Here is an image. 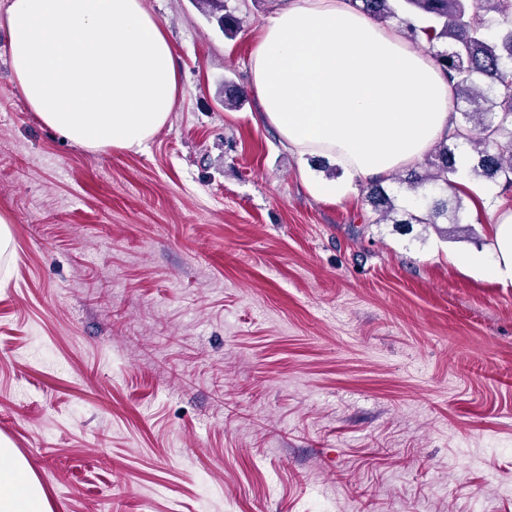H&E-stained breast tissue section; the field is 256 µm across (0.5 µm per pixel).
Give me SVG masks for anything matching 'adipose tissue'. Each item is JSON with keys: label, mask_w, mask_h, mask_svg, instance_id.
Wrapping results in <instances>:
<instances>
[{"label": "adipose tissue", "mask_w": 512, "mask_h": 512, "mask_svg": "<svg viewBox=\"0 0 512 512\" xmlns=\"http://www.w3.org/2000/svg\"><path fill=\"white\" fill-rule=\"evenodd\" d=\"M11 74L48 129L90 151L141 149L174 111L169 39L144 0H10ZM258 121L298 157L337 162L339 181H308L327 200L355 181L417 165L454 127L450 89L403 28L351 0H288L262 24L249 58ZM488 272L512 281V213L494 226ZM46 492L0 448V512H47Z\"/></svg>", "instance_id": "obj_1"}]
</instances>
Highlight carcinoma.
Listing matches in <instances>:
<instances>
[{
  "label": "carcinoma",
  "instance_id": "carcinoma-1",
  "mask_svg": "<svg viewBox=\"0 0 512 512\" xmlns=\"http://www.w3.org/2000/svg\"><path fill=\"white\" fill-rule=\"evenodd\" d=\"M372 20H396L418 45L426 41L435 63L453 92V112L460 115L452 137L438 142L427 159L429 169L404 179L406 189L419 195L425 184L453 186L457 174L455 149L473 146L477 177L498 181L512 190V0H351ZM368 202L382 221L394 224H433L442 218L460 223V195L449 200L420 199L419 210L397 218L394 199L382 181H368Z\"/></svg>",
  "mask_w": 512,
  "mask_h": 512
}]
</instances>
